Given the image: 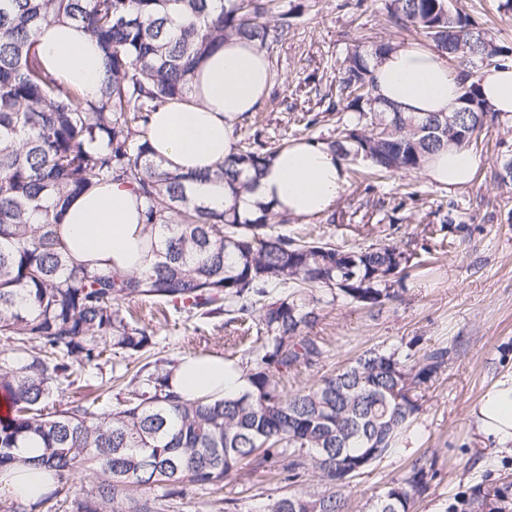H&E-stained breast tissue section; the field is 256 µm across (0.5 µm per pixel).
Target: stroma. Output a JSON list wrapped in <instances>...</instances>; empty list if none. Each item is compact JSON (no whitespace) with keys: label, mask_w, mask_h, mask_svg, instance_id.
<instances>
[{"label":"stroma","mask_w":512,"mask_h":512,"mask_svg":"<svg viewBox=\"0 0 512 512\" xmlns=\"http://www.w3.org/2000/svg\"><path fill=\"white\" fill-rule=\"evenodd\" d=\"M292 2L300 10L287 40L268 55L273 84L256 111L259 121H239V131L272 140H330L337 115L327 106L347 53L366 41L398 45L416 36L387 26L381 0ZM499 3L449 0V7L486 24L499 44L512 48V19L499 12ZM306 113L325 119L306 129L299 121ZM473 149L481 164L468 187L449 190L420 172L370 185L352 177L332 213L304 222L338 242L388 238L416 257L432 252L435 261L411 270L402 300L374 309L343 300L325 307L313 333L324 339L326 356L301 369L296 384L340 370L371 347L453 349L446 371L424 393L409 447L346 489L350 512H371L377 495L423 455L436 457L440 477L416 512H446L459 492L512 478V452L484 441L471 415L500 377L512 373V183L496 176L500 159L512 156V124L490 126ZM135 308L156 329V349L165 354L220 357L233 332L220 317L166 314L147 300Z\"/></svg>","instance_id":"obj_1"}]
</instances>
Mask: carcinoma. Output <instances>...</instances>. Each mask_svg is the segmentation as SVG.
<instances>
[{
	"mask_svg": "<svg viewBox=\"0 0 512 512\" xmlns=\"http://www.w3.org/2000/svg\"><path fill=\"white\" fill-rule=\"evenodd\" d=\"M229 6H224V3ZM447 0H384L389 27L412 30L456 62L459 106L420 117L374 95L372 64L390 42L357 45L337 72L345 126L325 144L345 164L368 162V176L422 169L426 154L470 146L498 122L481 98L476 69L512 60L487 29L452 12ZM285 0H0V476L19 463L23 443L53 488L16 498L8 512H169L188 489L216 495L219 512H243L221 497L244 467L268 489L255 512H348L344 490L414 431L422 392L448 368L452 349L423 354L367 349L347 367L288 390L301 367L319 365L325 343L311 335L338 298L377 307L402 298L411 254L383 240L369 245L285 229L266 208L252 218L212 209L186 175L150 160L154 112L192 99L200 64L230 36L266 52L292 28ZM74 22L102 52L99 95L82 93L45 69L43 26ZM286 143L255 133L237 138L213 179L233 195L248 189ZM120 181L144 200V223L159 229L156 262L139 274L73 265L59 221L70 200ZM150 299L192 318L226 317L239 336L258 323L248 357L232 364L249 389L238 397L183 401L170 390L176 359L146 360L156 330L123 304ZM117 361H112V357ZM113 362L108 390L91 401L60 393ZM89 471L92 485L72 489ZM440 476L417 458L377 497L373 512H413ZM512 484L475 486L467 512H512Z\"/></svg>",
	"mask_w": 512,
	"mask_h": 512,
	"instance_id": "carcinoma-1",
	"label": "carcinoma"
}]
</instances>
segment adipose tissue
I'll return each instance as SVG.
<instances>
[{
  "label": "adipose tissue",
  "instance_id": "adipose-tissue-1",
  "mask_svg": "<svg viewBox=\"0 0 512 512\" xmlns=\"http://www.w3.org/2000/svg\"><path fill=\"white\" fill-rule=\"evenodd\" d=\"M45 67L67 84L98 95L102 80L99 47L73 24L46 27L39 44ZM375 94L419 116L446 114L458 105L460 85L452 60L437 50L405 43L374 64ZM267 55L254 43L230 39L195 76L193 102H175L151 119L154 159L163 170L198 177L210 206L237 205L240 212L270 206L291 218L309 219L330 211L347 192L343 162L327 145L292 142L273 154L255 190L233 201L213 173L230 156L239 119L255 111L271 85ZM482 98L500 121L512 122V63L492 66L477 77ZM480 164L470 148L445 147L427 156L423 170L433 182L451 188L471 183ZM144 205L128 187L115 182L76 198L60 232L76 263L125 273L147 269L151 231L142 222ZM169 384L184 399L202 395L236 396L248 383L218 357H184ZM480 434L500 447L512 444V374L500 379L472 412ZM46 474L28 464L0 479V494L33 499L46 490Z\"/></svg>",
  "mask_w": 512,
  "mask_h": 512
}]
</instances>
